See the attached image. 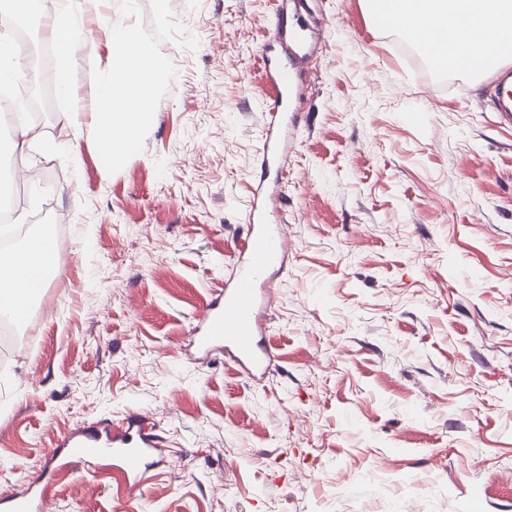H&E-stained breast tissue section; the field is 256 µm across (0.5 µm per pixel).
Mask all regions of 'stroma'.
Returning a JSON list of instances; mask_svg holds the SVG:
<instances>
[{"mask_svg": "<svg viewBox=\"0 0 512 512\" xmlns=\"http://www.w3.org/2000/svg\"><path fill=\"white\" fill-rule=\"evenodd\" d=\"M271 0H92L71 94L30 123L10 186L55 268L0 372V512L60 439L150 419L161 463L129 491L111 466L55 472L54 512H512V122L493 78L454 86L401 55L365 0H307V93L283 168L260 171L261 50L289 35ZM164 61L154 121L103 156L92 115L112 31ZM77 111L80 134L64 126ZM282 189L288 272L272 277L261 380L189 360L235 268L252 188Z\"/></svg>", "mask_w": 512, "mask_h": 512, "instance_id": "stroma-1", "label": "stroma"}]
</instances>
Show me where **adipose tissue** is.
I'll use <instances>...</instances> for the list:
<instances>
[{
  "mask_svg": "<svg viewBox=\"0 0 512 512\" xmlns=\"http://www.w3.org/2000/svg\"><path fill=\"white\" fill-rule=\"evenodd\" d=\"M375 7L400 22L432 58L451 61L475 74L488 72L491 59H512V0H373ZM118 51L110 62L120 78L117 87L102 89L100 112L94 120L99 145L115 156L150 122L139 106L164 79L146 59L138 30L113 31ZM54 250L45 235L25 245L0 250V316L13 317L30 307L48 275L47 259Z\"/></svg>",
  "mask_w": 512,
  "mask_h": 512,
  "instance_id": "adipose-tissue-1",
  "label": "adipose tissue"
}]
</instances>
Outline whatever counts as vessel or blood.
<instances>
[{
  "mask_svg": "<svg viewBox=\"0 0 512 512\" xmlns=\"http://www.w3.org/2000/svg\"><path fill=\"white\" fill-rule=\"evenodd\" d=\"M281 54L287 66L269 61L259 62L264 79L271 90L263 103L267 116L264 141L258 162L269 167L281 162L284 146L280 130L287 104L299 101L304 94L302 62L290 45H282ZM263 189L254 192L246 234L233 256L235 273L224 283L223 290L206 302L191 330L190 345L202 355L223 351L234 354L240 366L256 378L265 377L272 369L276 355L271 348L260 346L265 331L263 311L266 307L264 280L272 270H284L287 243L279 228V216L269 204ZM66 457L62 467L85 461L112 459L115 469L131 478L132 488L147 466L148 457L159 452L161 445L143 416L128 421L123 431L106 430L98 434L74 432L65 436ZM45 489L33 482L28 492L14 499L12 512H45Z\"/></svg>",
  "mask_w": 512,
  "mask_h": 512,
  "instance_id": "vessel-or-blood-1",
  "label": "vessel or blood"
}]
</instances>
